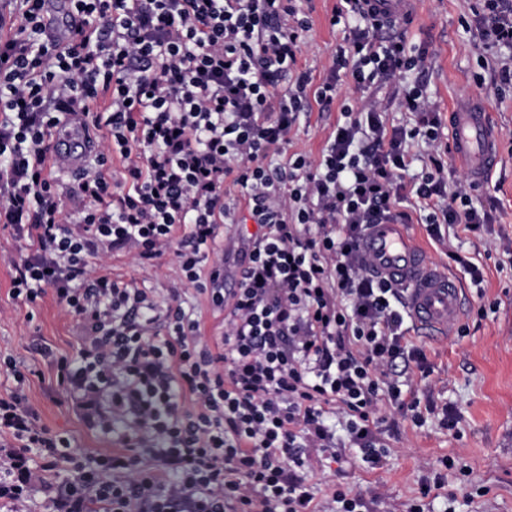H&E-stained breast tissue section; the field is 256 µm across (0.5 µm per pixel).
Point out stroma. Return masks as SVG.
<instances>
[{
  "mask_svg": "<svg viewBox=\"0 0 512 512\" xmlns=\"http://www.w3.org/2000/svg\"><path fill=\"white\" fill-rule=\"evenodd\" d=\"M336 0H296L300 15L311 24L307 42L298 56V68L309 71L313 85H320L325 68L344 46L343 25H330ZM479 0H411V21L405 28L409 45L423 51L420 70L411 73L410 85L421 86L432 108L441 116L469 95L482 97L500 135L503 163L484 186L472 192L475 203L495 204L496 224L492 234L477 239L462 227L447 229L443 241L431 239L422 222L417 200H409L411 216L406 229L424 248L431 260L460 282L467 312L461 319L465 335L446 338L411 332L414 342L423 344L431 373L414 375L421 400L434 405H452L459 415L454 430L441 428L438 412L426 415L422 424L411 420L392 423L391 408H383L384 421L378 436L384 449L383 463L373 467L347 450L346 463L314 462L308 481L319 490L324 512H333V490L342 489L364 499L383 495L398 512H407L418 497L423 478L443 472L447 481L430 512H512V88L497 90L493 78L512 57L486 51L477 31L475 8ZM348 83H341L330 110L311 103L308 112L291 134V148L318 157L340 117L341 104L352 97ZM19 248L11 229L0 226V358H10L17 366L41 371L27 387L29 401L40 422L50 430L68 435L81 453L103 452L116 440L91 430L85 410L76 402L57 398L53 366L41 359L34 343L51 346L57 353L75 355L83 343L78 321L60 306L53 294L36 305L12 299L9 291L14 274L8 259ZM456 250L478 265L484 280L474 285L468 274L448 258ZM114 273L135 279L139 287L150 289L158 298L180 288L183 307H194L201 334L208 344L224 334V314L213 309L206 295L194 285L181 284L176 265L169 257L141 268L125 257L111 260ZM484 306L478 316L476 306ZM455 462L444 469L443 459ZM467 476H460L459 467Z\"/></svg>",
  "mask_w": 512,
  "mask_h": 512,
  "instance_id": "1",
  "label": "stroma"
}]
</instances>
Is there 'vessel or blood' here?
<instances>
[{
  "label": "vessel or blood",
  "mask_w": 512,
  "mask_h": 512,
  "mask_svg": "<svg viewBox=\"0 0 512 512\" xmlns=\"http://www.w3.org/2000/svg\"><path fill=\"white\" fill-rule=\"evenodd\" d=\"M367 8L378 18L394 17L407 11L408 0H368ZM79 24L68 0H54L43 18L45 33L51 38L70 35ZM449 123L454 157L468 168L476 186L485 185L499 164L501 153L498 134L483 101L473 98L464 109L450 113ZM95 151L96 143L85 118L66 116L54 135L55 165L79 173ZM362 250L373 274L408 289V311L417 327L433 336L452 334L465 304L460 283L407 236L403 225L392 221L372 225Z\"/></svg>",
  "instance_id": "b4317fda"
}]
</instances>
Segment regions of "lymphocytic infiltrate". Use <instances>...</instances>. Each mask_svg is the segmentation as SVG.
<instances>
[{"label":"lymphocytic infiltrate","instance_id":"f902f5d3","mask_svg":"<svg viewBox=\"0 0 512 512\" xmlns=\"http://www.w3.org/2000/svg\"><path fill=\"white\" fill-rule=\"evenodd\" d=\"M4 2L0 224L25 243L9 260L10 293L33 305L53 292L80 322L76 355L41 354L59 392L89 406L87 425L120 446L76 453L40 424L28 373L7 364L16 386L0 393V501L20 512L38 488L51 512H318L306 471L316 458L342 462L337 428L375 467L382 403L423 419L412 374L428 372L427 356L407 336L404 290L368 268L367 230L408 223L411 195L437 241L444 225L480 235L493 222L472 182L449 187L441 119L421 89L398 99L409 127L388 125L373 97L422 53L400 20L337 0L330 23L345 25L346 45L315 87L297 67L310 24L293 0H70L82 26L65 46L43 35L47 0ZM482 2L481 39L512 53V0ZM342 74L358 110H344L318 158L288 152L310 99L331 104ZM76 112L112 143L68 187L50 147ZM416 140L430 150L410 181ZM249 220L257 230L228 291L219 228ZM118 252L139 265L170 255L228 308L221 347L201 342L179 289L164 301L113 275L104 260Z\"/></svg>","mask_w":512,"mask_h":512}]
</instances>
